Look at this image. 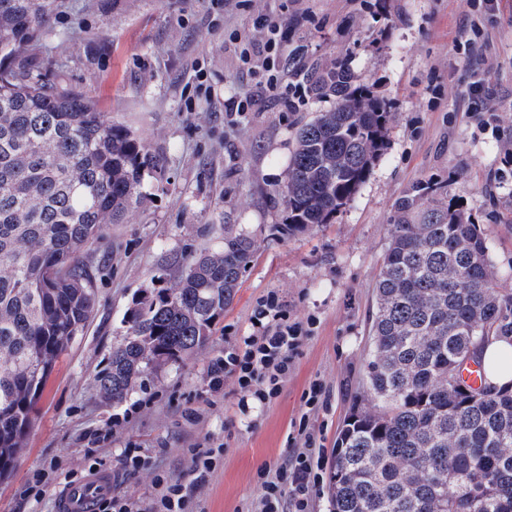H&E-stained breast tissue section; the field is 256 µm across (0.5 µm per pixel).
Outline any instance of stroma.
<instances>
[{"label":"stroma","instance_id":"1","mask_svg":"<svg viewBox=\"0 0 512 512\" xmlns=\"http://www.w3.org/2000/svg\"><path fill=\"white\" fill-rule=\"evenodd\" d=\"M312 20L288 28L280 84L296 87L295 109L274 101L238 114L225 99L255 91L234 33L256 42L258 14ZM43 81L87 92L114 123L142 138L165 167L146 182L140 204L85 252L102 268L95 311L83 336L59 358L12 472L0 478V512H56L67 484L103 463L112 492L137 498L155 474L180 481L187 512H247L259 473L282 462L300 422L322 437L327 457L351 412L372 406L364 378L374 286L398 201L427 184L471 213L488 241L502 295L512 296V0H252L250 10L209 0H64L26 47ZM344 59L357 84L391 114L387 146L352 201L330 223L283 230L280 197L299 125L334 101L305 89L301 68ZM208 96H195L197 72ZM482 80L483 95L461 92ZM258 248L207 346L137 382L118 403L96 378L126 332L134 297L180 275L174 257L224 246L225 225ZM276 293L293 321H312L273 402L241 411L232 381L209 370L229 341L250 335L259 300ZM330 394L308 415L313 383ZM195 410L197 420L187 419ZM109 432L95 457L83 436ZM223 447L214 474L196 484V448ZM149 466L125 470L126 452Z\"/></svg>","mask_w":512,"mask_h":512}]
</instances>
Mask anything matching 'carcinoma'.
I'll list each match as a JSON object with an SVG mask.
<instances>
[{"label":"carcinoma","instance_id":"1","mask_svg":"<svg viewBox=\"0 0 512 512\" xmlns=\"http://www.w3.org/2000/svg\"><path fill=\"white\" fill-rule=\"evenodd\" d=\"M61 0H0V476L32 429L60 355L91 320L96 276L80 254L123 220L164 170L90 96L16 64ZM327 112L302 124L285 174L284 229L303 232L352 200L386 145L390 113L327 63L303 74ZM375 283L365 378L330 469L331 512H512V385L473 387L461 368L478 343L512 336V298L495 288L480 225L422 194L398 205ZM257 243L224 225V248L138 297L97 376L122 401L157 365L203 348Z\"/></svg>","mask_w":512,"mask_h":512}]
</instances>
